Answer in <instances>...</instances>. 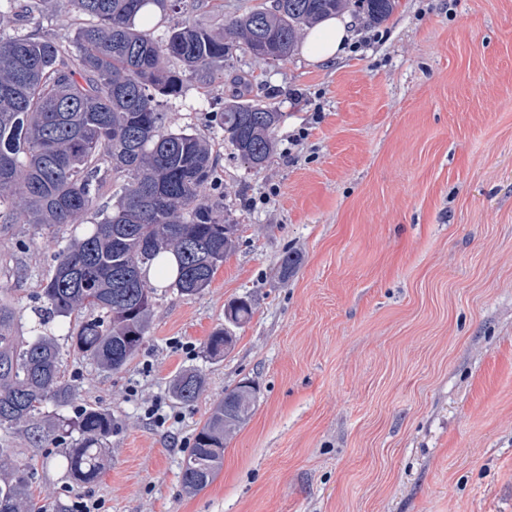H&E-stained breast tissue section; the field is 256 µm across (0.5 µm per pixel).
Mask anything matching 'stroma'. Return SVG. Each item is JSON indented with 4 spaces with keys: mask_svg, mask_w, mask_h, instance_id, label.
<instances>
[{
    "mask_svg": "<svg viewBox=\"0 0 512 512\" xmlns=\"http://www.w3.org/2000/svg\"><path fill=\"white\" fill-rule=\"evenodd\" d=\"M256 2L187 0L184 18L218 27ZM352 20L333 63L237 50L169 100L173 128L213 145L235 248L200 294L157 284L120 371L62 346L73 396L45 415L115 421L94 483L33 431L0 430L42 512H512V0H395L380 23ZM244 84L285 115L260 170L204 119ZM55 248L25 224L0 235V301L23 329ZM240 297L250 319L209 356ZM189 369L204 388L185 405L171 384ZM243 380L250 419L186 493L197 427Z\"/></svg>",
    "mask_w": 512,
    "mask_h": 512,
    "instance_id": "stroma-1",
    "label": "stroma"
}]
</instances>
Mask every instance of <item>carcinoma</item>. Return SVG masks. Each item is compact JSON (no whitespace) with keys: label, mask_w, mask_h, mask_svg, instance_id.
Returning a JSON list of instances; mask_svg holds the SVG:
<instances>
[{"label":"carcinoma","mask_w":512,"mask_h":512,"mask_svg":"<svg viewBox=\"0 0 512 512\" xmlns=\"http://www.w3.org/2000/svg\"><path fill=\"white\" fill-rule=\"evenodd\" d=\"M350 3L379 22L395 0H273L253 6L222 33L168 23L184 0H67L78 25L65 43L40 34L41 0L0 4V17L11 14L20 23L14 34H0V233L95 215L83 238L54 252L37 296L40 325L68 320L71 347L118 371L147 333L155 288L146 270L160 253L177 257L178 275L169 284L177 293L196 295L211 285L234 247V224L210 197L222 188L212 148L190 129H170L163 102L179 97L192 78L223 74L239 45L258 59L288 60L305 28ZM243 97L231 95L211 118L233 157L260 169L274 151L283 113ZM109 172L120 182L113 204L102 201ZM251 314V304L240 299L224 317L239 326ZM231 342L232 334L219 328L207 352L221 355ZM203 387L191 370L173 381L185 405ZM70 396L55 337L44 329L19 340L15 311L0 304V429L27 427L47 403ZM255 400L247 381L224 392L183 460L187 492L212 483L227 438L248 420ZM73 427L78 438L60 453L68 477L88 484L100 474L115 422L111 413L87 408ZM0 512H40L28 473L12 466L2 448Z\"/></svg>","instance_id":"1"}]
</instances>
